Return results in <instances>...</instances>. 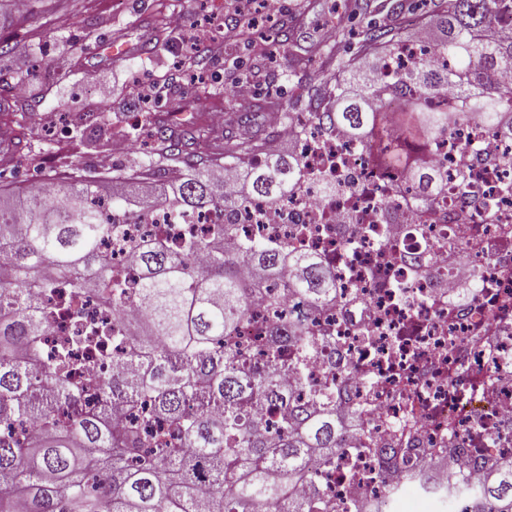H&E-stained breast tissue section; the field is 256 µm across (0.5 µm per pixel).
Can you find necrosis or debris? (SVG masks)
<instances>
[{
  "label": "necrosis or debris",
  "instance_id": "obj_1",
  "mask_svg": "<svg viewBox=\"0 0 512 512\" xmlns=\"http://www.w3.org/2000/svg\"><path fill=\"white\" fill-rule=\"evenodd\" d=\"M307 174L299 193L277 207L244 199L237 232L225 242L235 252L257 238L288 243L321 257L336 278V306L317 311V329L334 341L319 348L290 389L336 385L337 417H352L340 432L331 465L312 459L322 512H365L394 501L468 512L470 492L499 463L512 460V143L489 128L462 125L451 140L429 149L430 162L470 170L465 188H451L447 208L422 211L396 172L377 166L358 142L324 131L303 115L287 128ZM336 191L322 193L323 183ZM491 201L484 210L483 201ZM215 214L177 220L166 211L131 223L120 211L105 221L123 227L106 236L112 266L136 277L127 241L161 232L171 242L204 235ZM425 225L427 271L413 275L403 262L412 246L409 225ZM474 287L449 300L457 273ZM124 341L76 348L83 363L84 405H93L104 371L114 368ZM406 463L389 479L383 449Z\"/></svg>",
  "mask_w": 512,
  "mask_h": 512
}]
</instances>
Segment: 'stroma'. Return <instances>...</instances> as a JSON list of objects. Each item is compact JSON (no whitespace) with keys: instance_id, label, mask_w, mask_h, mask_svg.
<instances>
[{"instance_id":"obj_1","label":"stroma","mask_w":512,"mask_h":512,"mask_svg":"<svg viewBox=\"0 0 512 512\" xmlns=\"http://www.w3.org/2000/svg\"><path fill=\"white\" fill-rule=\"evenodd\" d=\"M380 2L285 0L278 18L240 33L232 0H60L52 12L31 0L23 25L0 19V38L16 46L15 56L0 60V102L13 105L9 120L24 138L23 147L0 158V182L30 185L47 170L74 165L92 179L112 176L150 162L154 127L175 132L213 112L223 113L224 122L208 125L204 151H217L230 134L280 151L284 141L270 116L286 122L314 111L311 88L335 76L337 63L355 52ZM183 13L224 44L218 56L201 49L200 79L178 68L190 30L173 18ZM116 42L128 45V53L106 55ZM19 54L29 60L23 72L14 66ZM244 74L256 85L253 111L267 118L259 127L238 125V110L228 106L231 85ZM135 81L162 85L165 94L145 106L125 91ZM105 84L114 88L107 101L98 94ZM106 154L112 160L105 168Z\"/></svg>"}]
</instances>
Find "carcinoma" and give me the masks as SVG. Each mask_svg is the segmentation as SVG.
I'll return each instance as SVG.
<instances>
[{"label":"carcinoma","instance_id":"1","mask_svg":"<svg viewBox=\"0 0 512 512\" xmlns=\"http://www.w3.org/2000/svg\"><path fill=\"white\" fill-rule=\"evenodd\" d=\"M393 21L367 28L356 52L339 63L311 117L341 129L398 171L416 189L418 206L448 204V174L423 160L410 161L407 144H383L385 121L396 114L405 139L430 143L471 121L492 126L512 141V0H431L415 12L398 3ZM431 25L428 48L385 78L382 50L410 39L409 30ZM205 134L192 125L160 133V156L175 166H138L109 180H90L77 167L47 173L36 186L3 187L0 204V512H317L313 498L290 495L315 454L332 463L338 423L329 389L298 396L271 372L303 368L328 343L309 314L336 302L331 270L313 254L285 242L257 239L244 257L262 281L245 279L239 260L224 251L235 235L227 220L208 237L174 247L161 236L133 242L138 279L128 293L114 279L112 257L100 247L113 225L102 210L137 220L155 209L183 214L234 211L243 197L270 205L295 195L304 181L298 156L263 153L244 176L245 190L224 191V166L240 160L229 142L202 155ZM205 268L191 267L193 254ZM297 296L305 310L278 312L283 294L267 296L276 312L261 330L271 347L254 370L237 341L249 323V301L263 282ZM109 311L132 298L141 312L112 326L79 330L85 345L98 335L128 342L116 369L104 374L100 402L77 408L82 362L70 342L45 361L41 339L58 314L82 302L89 287ZM52 395L74 406L66 418ZM128 403L131 422L113 423L111 398ZM257 404L279 411L273 431L250 415ZM472 512H512V465L496 467L476 493Z\"/></svg>","mask_w":512,"mask_h":512}]
</instances>
